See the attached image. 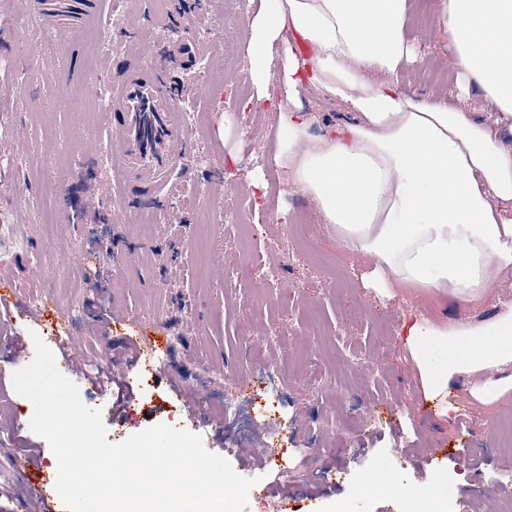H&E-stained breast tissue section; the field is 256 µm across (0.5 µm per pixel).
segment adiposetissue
Returning <instances> with one entry per match:
<instances>
[{"instance_id":"ef3b65f1","label":"adipose tissue","mask_w":512,"mask_h":512,"mask_svg":"<svg viewBox=\"0 0 512 512\" xmlns=\"http://www.w3.org/2000/svg\"><path fill=\"white\" fill-rule=\"evenodd\" d=\"M409 10L410 0H259L241 44L257 92L282 86L275 162L320 223L373 259L384 287L471 306L512 268V0H436L461 74L497 105L484 120L400 89L414 58ZM310 86L351 112L341 136L313 139L301 106ZM403 334L434 395L450 376L512 366V303L488 322L426 319Z\"/></svg>"}]
</instances>
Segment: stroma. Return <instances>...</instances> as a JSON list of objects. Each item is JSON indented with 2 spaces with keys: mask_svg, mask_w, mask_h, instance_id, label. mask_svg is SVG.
<instances>
[{
  "mask_svg": "<svg viewBox=\"0 0 512 512\" xmlns=\"http://www.w3.org/2000/svg\"><path fill=\"white\" fill-rule=\"evenodd\" d=\"M0 0V279L14 294L0 310V358L17 337L43 333L32 310L63 313L83 346L80 364L108 360L100 334L118 336L158 324L171 347L160 366L129 373L149 409L113 426L104 397L84 391L102 409L109 442L164 423L215 435L177 392L193 387L222 417L224 452L240 468V449L284 445L281 458L253 470L269 487L249 495L244 512H503L512 503V452L501 451L499 426L512 423V390L493 405L472 394L473 378L457 375L444 395L426 394L420 370L397 331L409 312L453 322L491 320L496 301L512 300V272L496 299L471 307L448 294L404 297L379 288L371 258L337 242L312 206L286 183L274 161L279 96L258 98L248 84L240 40L259 0H139L141 34L157 32L151 60L166 63L168 43L193 38L207 45L190 69L173 68L186 92L177 107L186 119L188 167L163 212L151 223L142 210L124 224L121 190L105 158L88 157L84 138L101 133L94 110L109 73L125 67L128 0H112L104 32L52 34L25 9ZM405 27L418 50L399 74L403 90L434 96L473 112L495 102L457 79L436 20L434 0H410ZM316 116L313 134L335 137L350 123L345 107L315 89L302 99ZM222 181L224 192L205 190ZM287 220H279L280 212ZM125 319L113 323L112 316ZM23 398L11 377L0 379V498L8 512L23 474L13 444L34 445L54 464L48 443L30 428L14 431ZM453 413L441 415L444 404ZM278 426L258 428L266 414ZM446 446L439 469L417 450ZM387 483L364 488L374 470ZM453 489L452 505L431 499L437 477Z\"/></svg>",
  "mask_w": 512,
  "mask_h": 512,
  "instance_id": "1",
  "label": "stroma"
}]
</instances>
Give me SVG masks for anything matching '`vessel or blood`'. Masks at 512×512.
Instances as JSON below:
<instances>
[{
	"mask_svg": "<svg viewBox=\"0 0 512 512\" xmlns=\"http://www.w3.org/2000/svg\"><path fill=\"white\" fill-rule=\"evenodd\" d=\"M32 11L48 31L80 28L88 19L101 16L106 0H32ZM143 43H135V57L112 80L111 106L107 113L113 176L124 193V210L137 217L143 204L161 206L167 198L174 174L182 170L190 146L176 101L182 93L167 68L142 63ZM50 344L61 353L59 370L73 382L83 374L73 355L76 339L51 336ZM110 346H126L131 366H139L144 349H166L167 339L159 330L140 331L134 337L116 336ZM20 461L26 477L20 497L22 512H50L56 468L38 464L34 451L22 448Z\"/></svg>",
	"mask_w": 512,
	"mask_h": 512,
	"instance_id": "1",
	"label": "vessel or blood"
}]
</instances>
